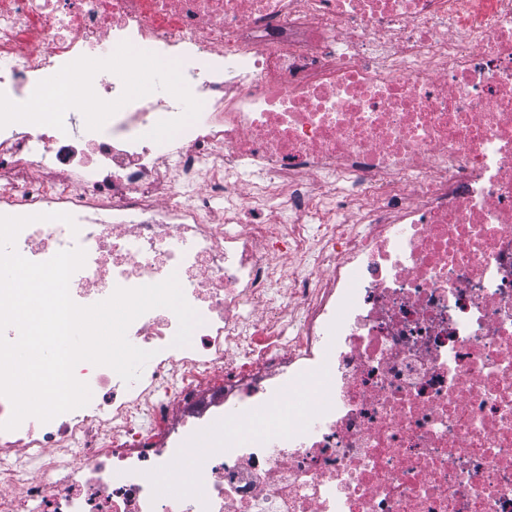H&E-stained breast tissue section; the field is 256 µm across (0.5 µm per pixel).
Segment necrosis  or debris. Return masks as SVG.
<instances>
[{"label": "necrosis or debris", "instance_id": "1", "mask_svg": "<svg viewBox=\"0 0 512 512\" xmlns=\"http://www.w3.org/2000/svg\"><path fill=\"white\" fill-rule=\"evenodd\" d=\"M32 99L0 215L75 223L17 251L202 322L146 312L138 380L79 363L88 405L0 429V512H512V0H0Z\"/></svg>", "mask_w": 512, "mask_h": 512}]
</instances>
